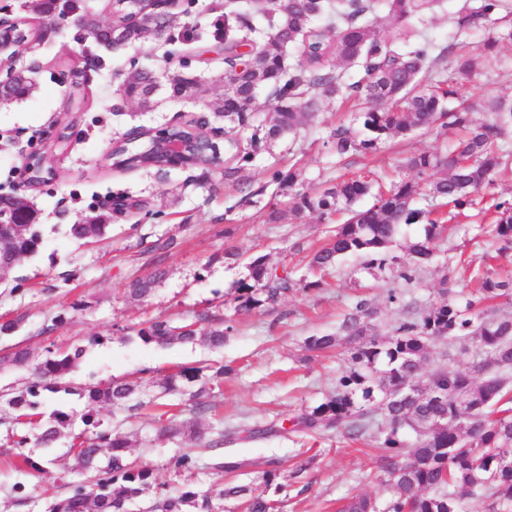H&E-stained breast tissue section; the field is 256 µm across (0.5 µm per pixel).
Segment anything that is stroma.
<instances>
[{
    "label": "stroma",
    "instance_id": "stroma-1",
    "mask_svg": "<svg viewBox=\"0 0 512 512\" xmlns=\"http://www.w3.org/2000/svg\"><path fill=\"white\" fill-rule=\"evenodd\" d=\"M4 16L26 21L38 38L19 59H0V80L20 68L33 70L35 78L28 98L0 103V195L29 199L43 243L35 256L16 263L0 280V323H17L9 335L0 334V356L16 347L30 353L29 367L0 368V512H45L48 504L67 496L70 485L95 481L94 472L79 470L69 452L83 430L78 421L63 428L46 472L10 465L17 450L9 438L20 426L9 398L27 386L31 365L48 351L75 347L82 348L83 356L58 378L57 392L46 395L45 411L83 412L86 401L76 393L80 387L131 383L148 399L158 382L182 369H232L208 397L214 413L194 415L187 410V394L166 395V403L180 408L182 420L191 426L189 436L162 438L149 414L97 406L104 427L129 440L128 462L152 472L153 483L139 506H147L154 496L174 497L190 488L210 495L212 512H239V501L222 498L221 490L228 482L262 485L260 465L266 461L275 473L281 512H336L356 495L384 499L373 439L352 443L336 428L308 434L281 429L302 410L326 401L346 369L343 348L318 354L308 350L306 341L335 332L361 299L369 301L373 322L386 335L407 304L426 308L444 288L474 292L476 282L460 267L464 260L499 279H512V251L499 254L491 234L478 229L479 210L512 197V174L498 177L475 207L446 208L436 257L416 271L412 282L390 283L388 272L366 268L356 257L341 260L318 280L302 252L326 243L342 217H289L295 194L366 170L385 183L408 177L404 163L410 152L448 150L457 138L455 130H419L342 161L330 132L339 124L356 127V114L323 101L311 125L261 146L245 165L242 178L252 193L248 199L225 185L220 164L173 166L162 172L120 168L112 146L136 128L157 131L201 121L216 142H223L224 119L218 114L223 66L209 59L214 39H201L197 53L185 62L169 63L163 39L153 36L107 51L83 36L75 16L46 20L26 0H0V18ZM135 65L198 77L194 99H163L149 111L122 99L117 75ZM459 87L472 101L511 100L512 42L501 44L496 63L478 62L476 74L460 80ZM34 153L48 155L52 173L32 186L23 158ZM277 170L297 173L295 186L274 181ZM94 219L106 224L103 237L81 240L72 235V225ZM260 255L273 264L287 263L293 278L307 281L308 287L272 306L238 310L235 289L249 274L248 262ZM158 268L164 276L150 297L127 298L131 280ZM393 285L402 291L395 302L386 293ZM201 312L228 326L223 347L157 345L138 336L148 322L165 319L180 326ZM269 426L278 427V434L251 433ZM223 431L234 434V443L209 449L208 441ZM184 449L193 450L196 466L178 472L171 460ZM228 458L239 461L240 469H220Z\"/></svg>",
    "mask_w": 512,
    "mask_h": 512
}]
</instances>
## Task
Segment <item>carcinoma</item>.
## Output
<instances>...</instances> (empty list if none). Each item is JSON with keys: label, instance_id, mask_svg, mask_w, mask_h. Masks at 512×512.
Masks as SVG:
<instances>
[{"label": "carcinoma", "instance_id": "carcinoma-1", "mask_svg": "<svg viewBox=\"0 0 512 512\" xmlns=\"http://www.w3.org/2000/svg\"><path fill=\"white\" fill-rule=\"evenodd\" d=\"M81 0H39L37 9L50 14L61 7L78 13L83 28L102 39L109 31L96 16L83 10ZM442 0H222L212 6L220 11L213 23L214 38L224 55V180L244 188L241 172L254 158L260 143L297 133L311 124L318 104L336 101L357 107L361 129L338 125L330 138L336 157L367 155L379 143L407 137L435 126L463 132L449 153L416 151L405 162L411 178L386 189L370 172L338 181L322 190L296 194L291 213L306 212L329 217L339 211L345 220L335 233L308 255V267L323 271L348 256L367 258V264L393 273V278L412 281V273L429 264L434 244L444 229L437 210L445 206L463 209L474 205V196L494 185L492 176L512 170V149L503 145L512 127V102L491 100L486 104L491 119H473L478 104L459 100L454 79L444 75L448 67L458 77H470L476 56L456 42L440 47L417 30L412 22L433 15ZM113 29H120L128 43L149 35H164L170 45L187 44L199 38L183 29L179 13L156 11L150 0H110ZM386 9L397 29L381 35L374 16ZM512 13V0H464L449 17L455 36L483 27L487 36L480 56L496 59L500 42L512 40V27H497L507 21L502 11ZM268 22L262 38L253 37V17ZM128 97L153 100L154 76L136 68L124 80ZM196 85L185 77L165 85L169 96L184 98ZM273 104L267 125L251 135L252 105L259 92ZM203 124L174 126L173 136L188 141L199 135ZM156 136L146 132L126 142L121 149L133 155L140 167H154L163 160L148 150ZM366 196L373 206L357 207ZM420 200L437 201L434 208L417 207ZM491 232L500 244L498 252L512 250V200L504 199L488 211ZM425 222L424 236L409 241L408 261L399 262L390 249L402 225ZM106 225L74 224L72 234L94 240ZM41 235L34 224L24 228L15 242L0 246V262L8 272L15 262L6 256H34ZM248 280L237 287L234 301L241 310L274 304L300 286L288 270H278L263 256L248 264ZM160 269L134 280L127 289L133 299L148 297L163 277ZM512 301V280L480 278L475 294L458 301L443 289L439 302L402 320L388 336L371 324L373 310L364 299L347 313L336 333L311 336L307 348L323 352L341 343L349 346V369L336 381V391L325 402L303 413L294 427L308 432L336 427L350 440L370 436L381 453L377 468L387 476L388 497L378 502L353 497L340 512H463L467 497L486 504L487 512H512V317L497 314L495 301ZM198 328L184 331L164 320H155L138 330L146 343L201 342L211 348L224 345V322L207 312L196 316ZM448 340L457 353L470 360L466 372L438 368L423 372L430 344ZM77 347L70 353L52 354L32 372L27 387L8 400L16 419L34 426L35 433L12 440L17 448H40L43 454L17 455L16 467L43 471L42 461L52 456L60 428L75 415L40 412L44 392H56L60 376L82 357ZM228 366L194 367L167 376L160 393L190 391L191 411L208 414L213 406L202 399L209 386L220 385ZM139 388L128 383L89 387L79 391L88 405L80 420L90 436L79 445L77 460L84 470L101 477L92 489L77 486L65 498L51 503L46 512H129L151 486L152 472L125 461L129 441L101 427L95 406L101 403L138 410L132 403ZM384 422H379L378 417ZM224 498L245 500L247 512H275L279 500L266 492L254 493L243 485L227 486ZM189 505L207 512L210 498L187 490L177 497L158 498L147 512H184Z\"/></svg>", "mask_w": 512, "mask_h": 512}]
</instances>
